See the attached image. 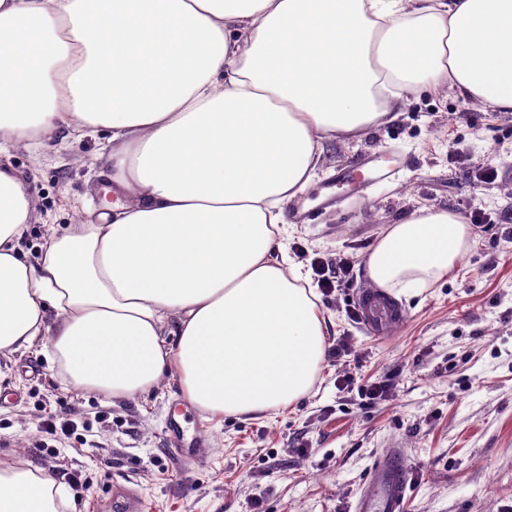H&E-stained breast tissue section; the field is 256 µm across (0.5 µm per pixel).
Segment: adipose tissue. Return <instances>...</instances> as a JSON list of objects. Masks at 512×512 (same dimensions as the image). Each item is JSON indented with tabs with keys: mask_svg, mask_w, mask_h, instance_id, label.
Returning a JSON list of instances; mask_svg holds the SVG:
<instances>
[{
	"mask_svg": "<svg viewBox=\"0 0 512 512\" xmlns=\"http://www.w3.org/2000/svg\"><path fill=\"white\" fill-rule=\"evenodd\" d=\"M430 84L512 112V0H0V152L103 130L115 198L33 266L35 203L0 160V356L50 341L71 385L125 400L173 373L212 416L291 405L329 328L284 205L325 139ZM470 244L459 215L419 209L383 231L369 283L425 288ZM71 505L34 463H0V512Z\"/></svg>",
	"mask_w": 512,
	"mask_h": 512,
	"instance_id": "1",
	"label": "adipose tissue"
}]
</instances>
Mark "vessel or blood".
I'll use <instances>...</instances> for the list:
<instances>
[{"label": "vessel or blood", "mask_w": 512, "mask_h": 512, "mask_svg": "<svg viewBox=\"0 0 512 512\" xmlns=\"http://www.w3.org/2000/svg\"><path fill=\"white\" fill-rule=\"evenodd\" d=\"M374 181L390 179L404 168L406 160L392 154L390 165H381L378 158L369 157L360 162ZM355 302L361 319L376 331L399 323L403 313L389 302L383 301L370 291L357 292ZM169 451L176 458L193 462L200 456V444L185 440L178 422L169 426ZM409 489V471L402 449L390 448L382 453L378 462L368 471L354 507V512H403Z\"/></svg>", "instance_id": "1"}]
</instances>
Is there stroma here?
<instances>
[{
    "label": "stroma",
    "mask_w": 512,
    "mask_h": 512,
    "mask_svg": "<svg viewBox=\"0 0 512 512\" xmlns=\"http://www.w3.org/2000/svg\"><path fill=\"white\" fill-rule=\"evenodd\" d=\"M103 133L89 127L38 133L12 150L26 192L37 202L20 242L38 262L52 236L93 221L104 195ZM394 148L408 167L392 180L337 187L335 206L317 194L337 170L356 171L362 155ZM493 166L494 182L476 180ZM310 220L288 227V254L346 258L354 285L320 297L330 321L324 360L311 391L257 419L208 418L185 400L177 379L150 395L111 401L75 389L51 367L50 346L0 358V460L23 456L63 484L74 512H113L112 492L131 489L143 512H352L377 456L403 449L413 473L406 512H512V112L456 98L445 89L406 94L396 117L350 139L325 142L311 185L295 199ZM423 207L462 219L488 216L471 230L456 272L399 298L406 312L390 335L376 336L347 316L366 259L381 233ZM352 377L339 388L342 376ZM384 382L383 400L364 386ZM182 414L201 459L168 451L173 414ZM73 433L44 435L49 418ZM48 449L36 450L38 439Z\"/></svg>",
    "instance_id": "35a3bbf8"
}]
</instances>
